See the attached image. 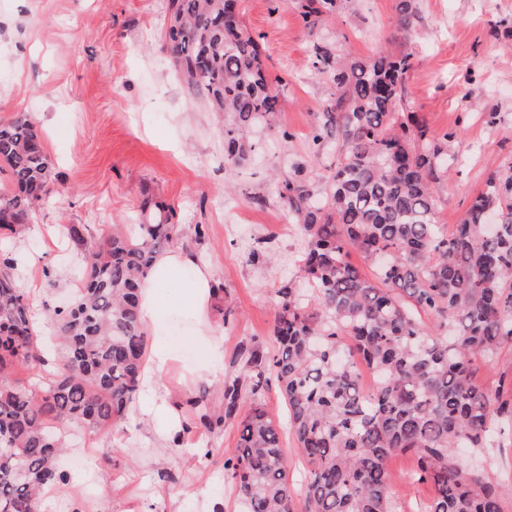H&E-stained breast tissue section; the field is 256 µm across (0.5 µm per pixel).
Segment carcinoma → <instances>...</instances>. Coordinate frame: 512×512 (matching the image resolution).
Instances as JSON below:
<instances>
[{"mask_svg": "<svg viewBox=\"0 0 512 512\" xmlns=\"http://www.w3.org/2000/svg\"><path fill=\"white\" fill-rule=\"evenodd\" d=\"M239 0H168L164 32L174 66L188 88L224 125L231 162L254 150L251 128L282 138L259 43L231 15ZM356 0H295L306 29L341 18ZM398 24H413L411 0H398ZM310 63L336 86L319 113L312 142L340 146L324 176L328 190L300 168L277 180L282 207L304 239L300 277L313 288L304 301L293 282L277 290L270 357L240 352L241 374L224 382V413L201 395L191 401L200 424L237 422L224 472L246 512H393L389 459L412 454L419 479L432 484L426 512H503L512 487L492 483L457 448H487L497 426L512 422V398L474 381L475 355L496 357L512 344V173L493 177L448 231L435 220L434 184L455 164L448 138L438 140L414 115L397 110L410 55L384 49L353 60L317 38ZM51 160L31 117L0 121V230L23 233L44 200ZM165 207L142 211L132 231L120 225L100 241L86 224L67 233L92 249L83 286L71 307L52 312L62 341L55 372L33 387L17 385L20 367L42 361L31 306L0 251V512H41L44 489L62 482L61 429L91 432L116 425L136 400L148 334L139 314L143 279L177 234ZM360 255L368 275L350 261ZM439 321L429 330L425 318ZM375 378L364 386L360 367ZM275 380L288 429L307 473L289 479L280 425L262 403ZM252 404L241 413L240 400Z\"/></svg>", "mask_w": 512, "mask_h": 512, "instance_id": "cac0c4a2", "label": "carcinoma"}]
</instances>
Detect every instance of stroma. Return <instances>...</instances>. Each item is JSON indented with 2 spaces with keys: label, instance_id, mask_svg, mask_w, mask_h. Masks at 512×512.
Instances as JSON below:
<instances>
[{
  "label": "stroma",
  "instance_id": "35a3bbf8",
  "mask_svg": "<svg viewBox=\"0 0 512 512\" xmlns=\"http://www.w3.org/2000/svg\"><path fill=\"white\" fill-rule=\"evenodd\" d=\"M397 0H362L328 21L320 36L361 59L384 47L412 65L398 109L414 113L435 136L450 134L459 162L435 187V219L454 226L487 181L512 170V0H413L410 31L399 28ZM249 33L261 45L279 95L282 139L257 128L255 149L240 164L224 156V115L196 99L174 69L164 39L167 0H0V119L28 113L52 162L45 202L25 236L15 276L42 340L55 332L46 309L65 307L88 261L64 234L89 225L94 237L135 224L144 202L172 208L175 246L194 251L226 297L211 317L224 343L213 373L185 384L179 368L141 389L118 426L91 432L67 427L60 460L67 482L51 487L42 512H244L221 458L234 447V423L185 431L168 443L152 420L155 402L187 403L206 395L224 407V380L241 372L240 345L274 353L276 290L295 279L302 238L289 224L273 173L304 167L318 177L337 162L328 145L313 151L318 112L336 94L309 65L311 37L293 0H241ZM205 235L196 238L195 225ZM262 261H250L256 247ZM236 315L224 321V303ZM492 481H512V436L497 447L464 448ZM394 512H421L432 495L409 455L388 462Z\"/></svg>",
  "mask_w": 512,
  "mask_h": 512
}]
</instances>
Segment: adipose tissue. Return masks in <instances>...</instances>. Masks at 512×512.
Segmentation results:
<instances>
[{"mask_svg": "<svg viewBox=\"0 0 512 512\" xmlns=\"http://www.w3.org/2000/svg\"><path fill=\"white\" fill-rule=\"evenodd\" d=\"M211 295L210 275L200 268L193 251L173 249L156 256L141 289L140 315L153 338L143 365L146 383H154L178 360L169 330V316L174 308H181L198 323L197 329L186 336L196 351V360L194 365L186 367L185 379L194 381L219 355L222 344L206 320Z\"/></svg>", "mask_w": 512, "mask_h": 512, "instance_id": "adipose-tissue-1", "label": "adipose tissue"}]
</instances>
